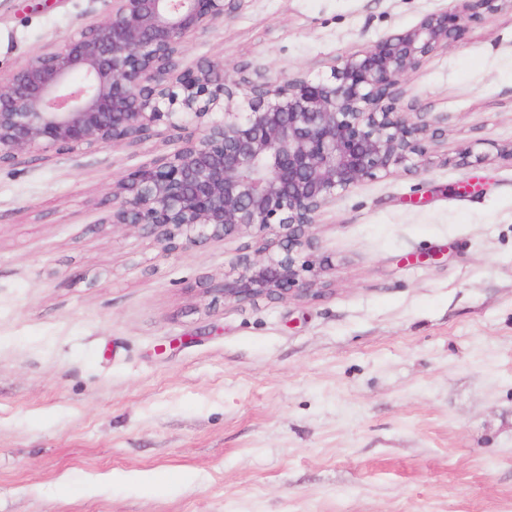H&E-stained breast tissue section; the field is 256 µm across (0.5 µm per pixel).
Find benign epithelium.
I'll use <instances>...</instances> for the list:
<instances>
[{"label": "benign epithelium", "mask_w": 512, "mask_h": 512, "mask_svg": "<svg viewBox=\"0 0 512 512\" xmlns=\"http://www.w3.org/2000/svg\"><path fill=\"white\" fill-rule=\"evenodd\" d=\"M111 9L64 43L0 74V167L22 156L132 146L166 125L169 153L112 184L108 222L150 237L168 256L256 235L212 302L314 301L332 292L328 261L309 259L321 210L366 178L411 172L441 136L398 111L408 71L460 29L430 14L344 58L330 74L275 79L242 64L235 76L204 60L181 66L189 39L237 0H107Z\"/></svg>", "instance_id": "obj_1"}]
</instances>
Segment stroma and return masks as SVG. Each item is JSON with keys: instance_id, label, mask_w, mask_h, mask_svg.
Here are the masks:
<instances>
[{"instance_id": "stroma-1", "label": "stroma", "mask_w": 512, "mask_h": 512, "mask_svg": "<svg viewBox=\"0 0 512 512\" xmlns=\"http://www.w3.org/2000/svg\"><path fill=\"white\" fill-rule=\"evenodd\" d=\"M107 10L0 0V71ZM442 12L400 106L446 135L323 208L320 300L210 307L260 238L106 224L169 131L0 168V512H512V5L241 0L182 64L326 74Z\"/></svg>"}]
</instances>
